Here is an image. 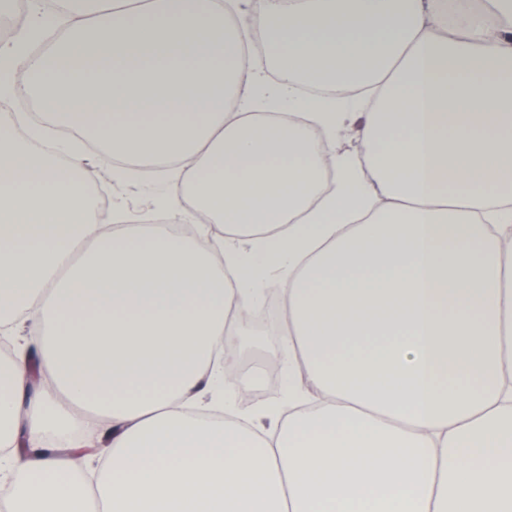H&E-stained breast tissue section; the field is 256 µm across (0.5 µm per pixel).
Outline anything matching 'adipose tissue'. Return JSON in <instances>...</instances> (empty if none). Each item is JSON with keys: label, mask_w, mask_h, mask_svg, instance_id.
Instances as JSON below:
<instances>
[{"label": "adipose tissue", "mask_w": 512, "mask_h": 512, "mask_svg": "<svg viewBox=\"0 0 512 512\" xmlns=\"http://www.w3.org/2000/svg\"><path fill=\"white\" fill-rule=\"evenodd\" d=\"M31 94L0 129L6 512H512V0H30L0 95ZM61 126L173 167L170 216L223 238L98 224ZM257 287L288 401L220 415Z\"/></svg>", "instance_id": "1"}]
</instances>
